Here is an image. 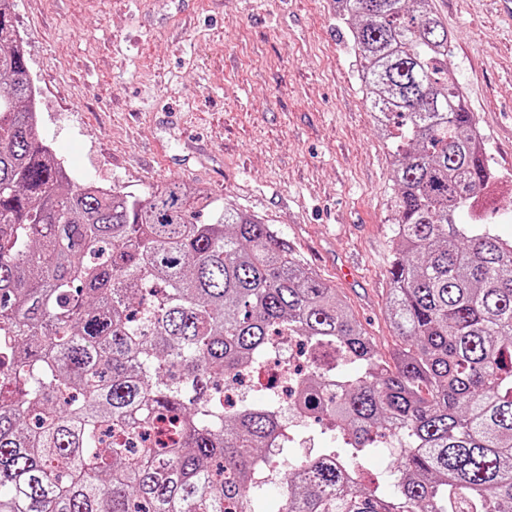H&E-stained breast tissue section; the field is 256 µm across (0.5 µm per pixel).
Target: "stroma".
Listing matches in <instances>:
<instances>
[{"instance_id": "35a3bbf8", "label": "stroma", "mask_w": 512, "mask_h": 512, "mask_svg": "<svg viewBox=\"0 0 512 512\" xmlns=\"http://www.w3.org/2000/svg\"><path fill=\"white\" fill-rule=\"evenodd\" d=\"M434 4L512 242V15ZM15 18L39 135L74 178L140 196L175 179L262 217L391 355L392 158L331 0H15Z\"/></svg>"}]
</instances>
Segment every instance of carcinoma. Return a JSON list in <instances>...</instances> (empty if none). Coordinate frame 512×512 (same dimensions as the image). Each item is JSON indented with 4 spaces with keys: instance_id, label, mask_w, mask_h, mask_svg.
<instances>
[{
    "instance_id": "carcinoma-1",
    "label": "carcinoma",
    "mask_w": 512,
    "mask_h": 512,
    "mask_svg": "<svg viewBox=\"0 0 512 512\" xmlns=\"http://www.w3.org/2000/svg\"><path fill=\"white\" fill-rule=\"evenodd\" d=\"M336 3L393 158L390 362L261 217L175 181L74 182L0 0V512H254L272 480L280 512H512V245L473 207L498 174L452 37L434 0ZM275 332L336 357L295 380L325 447L288 462L276 401L221 402ZM387 437L384 496L354 460Z\"/></svg>"
}]
</instances>
